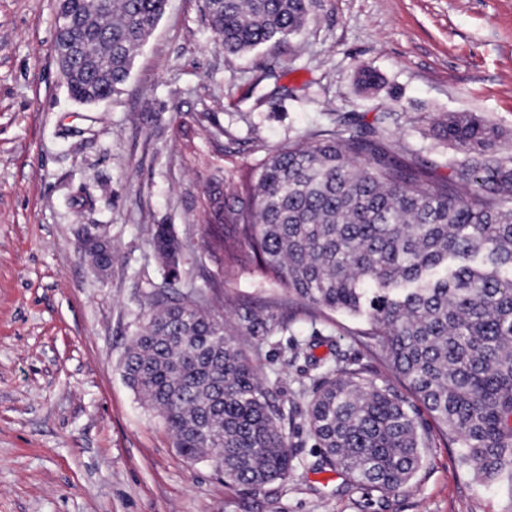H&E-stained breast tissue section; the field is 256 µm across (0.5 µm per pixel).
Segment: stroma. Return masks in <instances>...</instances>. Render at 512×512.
<instances>
[{
  "instance_id": "obj_1",
  "label": "stroma",
  "mask_w": 512,
  "mask_h": 512,
  "mask_svg": "<svg viewBox=\"0 0 512 512\" xmlns=\"http://www.w3.org/2000/svg\"><path fill=\"white\" fill-rule=\"evenodd\" d=\"M57 5L0 0V512H512V497L464 471L430 418L425 463L395 495L318 468L298 395L305 363L286 360L292 339L316 334V357L391 371L359 342L364 322L246 273L226 277L202 251L181 256L175 289L207 295L261 372L278 375L294 423L288 480L232 487L183 457L119 367L167 277L155 226L182 240L204 232L206 128L223 126L245 184L279 144L388 112L401 158L448 175L463 155L425 136L429 119L476 112L512 136V0H321L298 37L238 57L213 45L204 0H168L121 93L97 105L62 82ZM363 67L382 77L378 91L358 90ZM180 124L196 128L193 148ZM84 232L111 243L107 276L79 253Z\"/></svg>"
}]
</instances>
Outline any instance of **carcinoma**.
Instances as JSON below:
<instances>
[{
	"label": "carcinoma",
	"instance_id": "obj_1",
	"mask_svg": "<svg viewBox=\"0 0 512 512\" xmlns=\"http://www.w3.org/2000/svg\"><path fill=\"white\" fill-rule=\"evenodd\" d=\"M64 0L84 51L68 94L97 104L127 80L135 51L167 0ZM318 0H205L213 43L238 56L301 32ZM381 77L363 69L369 91ZM382 112L275 147L243 187L215 165L205 179L209 230L198 246L224 275L249 272L288 297L360 317L359 337L379 348L408 400L366 367L336 359L303 392L317 466L388 496L424 464L428 436L420 409L481 483L512 494V150L495 158L502 132L482 116L448 113L428 135L464 154L448 178L397 159ZM158 256L178 276L193 247L156 226ZM103 274L111 246L80 240ZM129 388L163 421L187 459L209 461L229 485L261 488L293 469L292 417L276 401L246 349L202 294H150V310L121 361Z\"/></svg>",
	"mask_w": 512,
	"mask_h": 512
}]
</instances>
